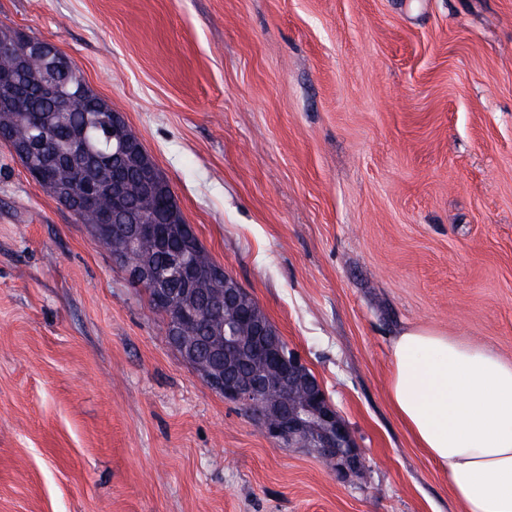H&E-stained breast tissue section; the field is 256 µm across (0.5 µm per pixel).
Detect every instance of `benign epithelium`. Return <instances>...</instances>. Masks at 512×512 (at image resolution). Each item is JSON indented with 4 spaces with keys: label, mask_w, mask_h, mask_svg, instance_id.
Listing matches in <instances>:
<instances>
[{
    "label": "benign epithelium",
    "mask_w": 512,
    "mask_h": 512,
    "mask_svg": "<svg viewBox=\"0 0 512 512\" xmlns=\"http://www.w3.org/2000/svg\"><path fill=\"white\" fill-rule=\"evenodd\" d=\"M23 50L21 74L11 72L3 79L9 117H31L23 94L26 83L39 85L60 114L91 95L90 87L76 69H71L64 79L57 77L56 53L47 43L28 41L23 44ZM98 111L111 113V139L116 149L137 140L122 114L112 111L108 102L101 101ZM93 124L94 118H86L73 148L96 151L91 135ZM135 166L142 178L124 186L110 209L98 206L95 181L83 182L82 191L75 193L74 177L61 175L66 169L64 163L48 173L42 156L32 154L27 159L26 171L52 193L73 201L77 213L94 209L95 224L100 231L116 233L117 248L130 253L141 239L158 234L157 226L148 220L156 198L150 181L157 174V167L145 151L136 157ZM194 269L191 256L180 251L163 272L139 262L128 265L127 273L173 313V343L212 389L224 395L225 400L254 410L261 429L270 438L290 446L297 441L306 442L338 476L343 478L361 471L362 457L350 429L316 378L296 354L266 338L265 323L256 312L243 313L238 308L239 282L219 265L213 267L206 280L195 277ZM216 282L224 283V306L229 318L223 331L200 340L192 332L194 324L206 317L198 298L207 292L208 285Z\"/></svg>",
    "instance_id": "7a95c632"
}]
</instances>
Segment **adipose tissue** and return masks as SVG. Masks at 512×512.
Returning <instances> with one entry per match:
<instances>
[{
  "label": "adipose tissue",
  "mask_w": 512,
  "mask_h": 512,
  "mask_svg": "<svg viewBox=\"0 0 512 512\" xmlns=\"http://www.w3.org/2000/svg\"><path fill=\"white\" fill-rule=\"evenodd\" d=\"M390 354L389 401L447 475L459 512H512V362L418 327Z\"/></svg>",
  "instance_id": "ef3b65f1"
}]
</instances>
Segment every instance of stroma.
Masks as SVG:
<instances>
[{"mask_svg":"<svg viewBox=\"0 0 512 512\" xmlns=\"http://www.w3.org/2000/svg\"><path fill=\"white\" fill-rule=\"evenodd\" d=\"M120 112L365 474L266 436L0 142V512H458L387 398L424 327L512 361V0H0Z\"/></svg>","mask_w":512,"mask_h":512,"instance_id":"stroma-1","label":"stroma"}]
</instances>
